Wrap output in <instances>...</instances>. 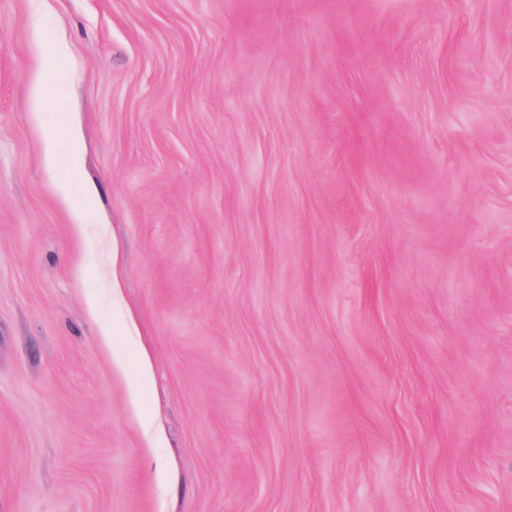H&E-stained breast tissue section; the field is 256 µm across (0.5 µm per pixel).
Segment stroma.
Wrapping results in <instances>:
<instances>
[{
	"label": "stroma",
	"mask_w": 512,
	"mask_h": 512,
	"mask_svg": "<svg viewBox=\"0 0 512 512\" xmlns=\"http://www.w3.org/2000/svg\"><path fill=\"white\" fill-rule=\"evenodd\" d=\"M0 512H512V0H0Z\"/></svg>",
	"instance_id": "1"
}]
</instances>
